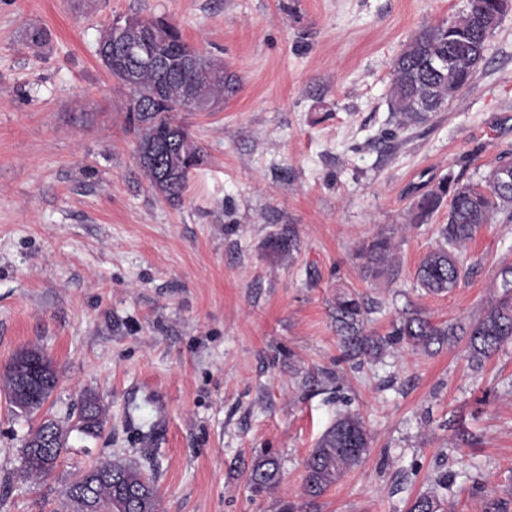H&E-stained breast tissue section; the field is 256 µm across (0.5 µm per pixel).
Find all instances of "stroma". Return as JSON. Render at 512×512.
Instances as JSON below:
<instances>
[{
  "label": "stroma",
  "mask_w": 512,
  "mask_h": 512,
  "mask_svg": "<svg viewBox=\"0 0 512 512\" xmlns=\"http://www.w3.org/2000/svg\"><path fill=\"white\" fill-rule=\"evenodd\" d=\"M469 0H0V372L35 347L59 378L40 416L68 432L48 477L22 467L40 416L0 391V512H62L80 469L124 459L153 479L158 512H278L301 504L305 463L339 414L371 436L365 460L320 512H409L438 490L447 512L512 505V341L481 369L464 344L401 346L353 368L331 319L336 296L378 302L370 327L412 310L471 322L512 262V223L486 225L445 295L415 287L447 209L411 221L414 199L450 176L481 182L512 151V9L447 110L401 130L387 107L392 59L424 25ZM164 17L221 58L241 88L218 112H182L203 146L181 204L151 189L125 90L96 53L101 29ZM46 27L48 44L25 40ZM294 225L299 249L268 234ZM396 231L395 281L364 277L356 252ZM95 395L98 436L75 412ZM276 490L252 492L260 455ZM298 235L294 225L288 224L272 233L266 241V249L273 256L292 257L298 251ZM280 465L273 456L257 458L251 467L248 484L253 492H267L280 483Z\"/></svg>",
  "instance_id": "stroma-1"
}]
</instances>
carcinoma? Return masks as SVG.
I'll return each instance as SVG.
<instances>
[{
    "label": "carcinoma",
    "mask_w": 512,
    "mask_h": 512,
    "mask_svg": "<svg viewBox=\"0 0 512 512\" xmlns=\"http://www.w3.org/2000/svg\"><path fill=\"white\" fill-rule=\"evenodd\" d=\"M502 0H470L468 10L451 23L421 28L396 55L390 66L388 109L395 127L403 129L442 112L470 84L485 61L486 43L501 14ZM146 52L150 58L133 61L124 49ZM97 55L119 85L128 90L127 120L136 132L137 159L152 190L171 203L181 201L190 171L203 162V149L178 120L179 112H212L240 89L239 75L224 61L186 42L176 25L161 17H131L101 32ZM449 203L448 220L439 229L440 243L420 262L416 286L427 294H447L462 279L460 253L501 215L512 222V153L501 154L482 183H461L446 176L414 203L413 220L422 222ZM294 225L272 233L266 249L274 256L298 251ZM362 271L393 281L399 276L394 254V230L376 234L358 250ZM497 295L473 323H435L419 311L407 313L380 336L368 329L377 303L352 291L336 296L331 317L342 356L360 364L377 360L394 345L404 343L425 353L466 340L468 361L479 367L512 340V265L500 268ZM0 384L11 407L25 415L38 412L45 401L15 397L16 370L9 366ZM68 437L58 421L45 418L22 443L25 472L49 475L67 451ZM371 437L361 418L342 414L321 435L305 466L304 508L318 498L369 453ZM280 465L273 456L256 459L248 477L250 489L267 492L280 483ZM71 512H157V488L135 463L116 459L81 471L68 487ZM409 512H444L432 492L418 495Z\"/></svg>",
    "instance_id": "carcinoma-1"
}]
</instances>
